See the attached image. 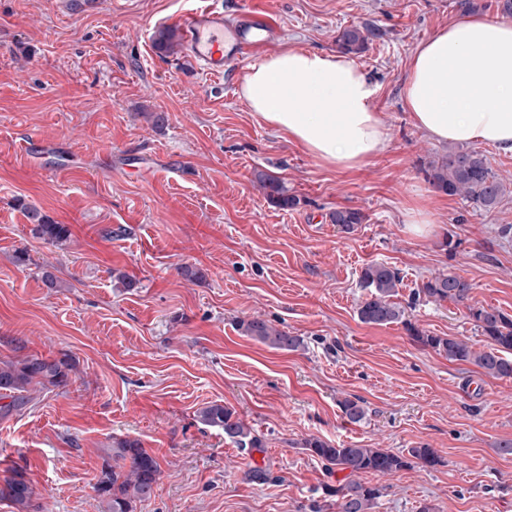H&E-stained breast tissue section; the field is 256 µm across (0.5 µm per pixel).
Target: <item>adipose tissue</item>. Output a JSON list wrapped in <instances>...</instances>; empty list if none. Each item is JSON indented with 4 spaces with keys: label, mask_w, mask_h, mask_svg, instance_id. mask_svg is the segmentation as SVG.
<instances>
[{
    "label": "adipose tissue",
    "mask_w": 512,
    "mask_h": 512,
    "mask_svg": "<svg viewBox=\"0 0 512 512\" xmlns=\"http://www.w3.org/2000/svg\"><path fill=\"white\" fill-rule=\"evenodd\" d=\"M240 96L323 164L360 167L387 146L378 88L341 53L291 47L248 66ZM415 126L438 142L512 153V21L469 16L420 43L404 83Z\"/></svg>",
    "instance_id": "1"
}]
</instances>
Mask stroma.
Instances as JSON below:
<instances>
[{
  "instance_id": "1",
  "label": "stroma",
  "mask_w": 512,
  "mask_h": 512,
  "mask_svg": "<svg viewBox=\"0 0 512 512\" xmlns=\"http://www.w3.org/2000/svg\"><path fill=\"white\" fill-rule=\"evenodd\" d=\"M97 2L67 12L59 0H0V359L21 343L75 364L66 390L0 418V473L23 467L42 512H99L103 451L128 436L162 471L135 512H332L306 439L425 445L441 465L383 477L373 512H512V455L499 450L512 440V379L448 361L406 330L483 347L467 305L414 301L439 272L472 282L469 305L512 315V238L498 233L512 224V192L488 211L436 190L422 166L446 146L403 106L413 51L461 19L457 0H222L226 17L249 8L280 27L273 54L336 51L350 25L378 31L355 61L379 87L388 143L352 170L323 165L251 112L239 94L246 63L211 79L155 48L156 31L195 0ZM261 173L298 205L269 204ZM28 206L69 225L66 245L32 237ZM342 207L366 216L354 232L329 222ZM412 207L429 214L425 232L408 225ZM373 262L400 270L405 323L359 320V276ZM185 264L204 279H185ZM116 270L135 288H115ZM252 317L301 346L244 336L238 323ZM346 398L365 419L344 416ZM214 402L264 452L202 425L197 410ZM253 461L269 466L268 482L245 480Z\"/></svg>"
}]
</instances>
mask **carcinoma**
<instances>
[{"label":"carcinoma","instance_id":"carcinoma-1","mask_svg":"<svg viewBox=\"0 0 512 512\" xmlns=\"http://www.w3.org/2000/svg\"><path fill=\"white\" fill-rule=\"evenodd\" d=\"M371 33L351 25L338 31L337 46L346 54L358 55L369 47ZM155 46L162 53L175 50L173 31L162 29L155 36ZM426 178L440 192L472 201L486 210L496 208L504 197L507 187L492 170L487 158L480 152L460 146L448 150L427 162ZM268 200L281 208H293L299 200L287 194L281 182L271 176L258 175ZM31 224L30 232L51 245H61L69 240L71 232L66 224H57L35 207L25 208ZM365 215L354 208H340L329 213V221L350 233L363 223ZM402 281L400 270L384 262L366 265L360 274L362 287L369 289V297L358 307L361 322L372 325H388L401 322L406 325L412 339L424 347L444 354L448 361L470 364L481 374L496 378H512V318L497 308L467 306L469 317L481 329L487 343L476 349L469 342L453 336H431L420 332L404 320L405 310L394 301ZM473 285L447 272L439 273L417 288L414 298L444 302L448 299L464 304L470 299ZM242 333L270 348L292 351L300 347L301 339L272 327L259 318L242 319ZM15 350L21 355L10 361L0 362V417L32 400L31 392L65 389L70 383L74 364L68 355L60 358L45 357L25 352V346ZM340 408L349 421L356 423L365 418L366 411L360 400L345 398ZM198 421L224 432V437L236 447L251 454L264 452L265 443L253 432L236 411L226 405L211 404L197 411ZM304 448L317 458L328 475L339 472L344 477L336 485L327 486V492L335 498L336 512H372L381 488L359 480L362 474L392 475L411 466L408 458L417 460L423 468H433L440 463L434 449L425 446L408 449V454L394 453L384 448H367L356 444L331 446L319 438L307 439ZM158 460L144 448L138 439L112 438V447L106 449L100 477L94 487L98 496L99 512H134V503L152 498L160 479ZM34 490L26 473L11 468L0 479V500L12 503L17 512H41L34 501Z\"/></svg>","mask_w":512,"mask_h":512}]
</instances>
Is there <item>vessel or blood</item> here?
Returning a JSON list of instances; mask_svg holds the SVG:
<instances>
[{"label": "vessel or blood", "mask_w": 512, "mask_h": 512, "mask_svg": "<svg viewBox=\"0 0 512 512\" xmlns=\"http://www.w3.org/2000/svg\"><path fill=\"white\" fill-rule=\"evenodd\" d=\"M177 26L185 46V58L206 75L220 78L233 63L254 58L260 48L271 44L276 26L270 17L257 12L240 13L227 21L208 0L180 15Z\"/></svg>", "instance_id": "obj_1"}]
</instances>
